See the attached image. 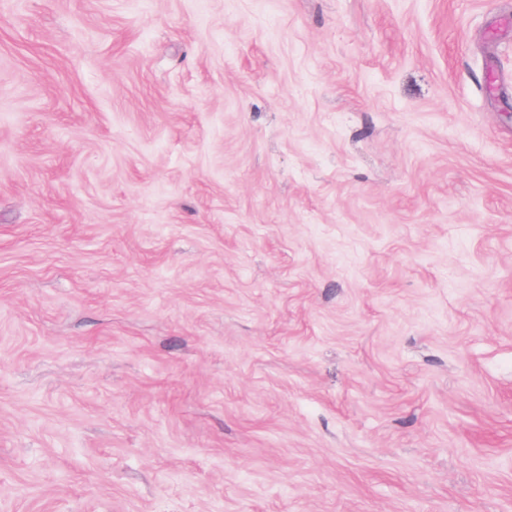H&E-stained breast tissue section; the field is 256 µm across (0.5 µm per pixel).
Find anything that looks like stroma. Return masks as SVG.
<instances>
[{
	"instance_id": "1",
	"label": "stroma",
	"mask_w": 512,
	"mask_h": 512,
	"mask_svg": "<svg viewBox=\"0 0 512 512\" xmlns=\"http://www.w3.org/2000/svg\"><path fill=\"white\" fill-rule=\"evenodd\" d=\"M0 512H512V0H0Z\"/></svg>"
}]
</instances>
